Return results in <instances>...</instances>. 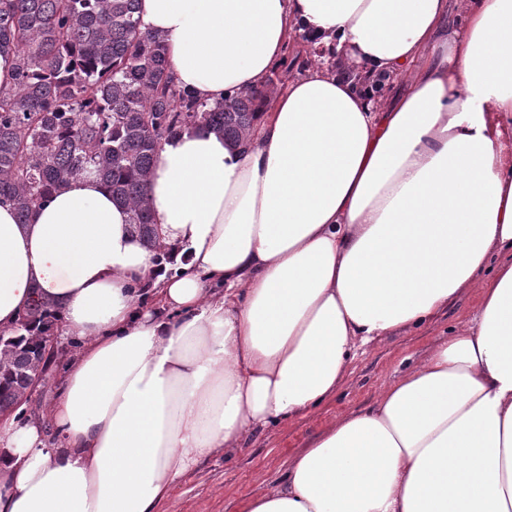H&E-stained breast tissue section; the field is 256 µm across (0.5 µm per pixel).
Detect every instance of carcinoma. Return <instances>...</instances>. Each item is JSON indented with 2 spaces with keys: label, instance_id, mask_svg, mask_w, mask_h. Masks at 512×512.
<instances>
[{
  "label": "carcinoma",
  "instance_id": "1",
  "mask_svg": "<svg viewBox=\"0 0 512 512\" xmlns=\"http://www.w3.org/2000/svg\"><path fill=\"white\" fill-rule=\"evenodd\" d=\"M2 49L14 55L15 79L0 87V205L26 224L56 191L92 175L159 264L166 254L147 200L158 145L188 126L244 142L275 81L300 57L285 56L264 88L207 103L178 85L165 38L144 26L138 0H0ZM312 52L362 88L385 81H370L334 51ZM58 325L54 305L38 296L15 330L0 331V415L19 409L32 374L47 373L45 341Z\"/></svg>",
  "mask_w": 512,
  "mask_h": 512
}]
</instances>
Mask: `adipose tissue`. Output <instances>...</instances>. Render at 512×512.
Wrapping results in <instances>:
<instances>
[{
	"mask_svg": "<svg viewBox=\"0 0 512 512\" xmlns=\"http://www.w3.org/2000/svg\"><path fill=\"white\" fill-rule=\"evenodd\" d=\"M178 83L258 88L310 58L244 148L167 140L160 247L93 177L17 223L0 205V330L34 296L76 349L45 407L0 418V512H157L203 461L316 412L373 344L459 295L476 311L366 408L334 416L238 512H512V0H140ZM312 53L317 54L319 57H328L330 60V67L337 70L340 74L347 76L349 79L354 80L355 84L366 88L370 86L373 90H377V87L382 84L386 80V77H379L370 82V79L366 76H363L357 69L349 67L345 64L342 57L336 55V51H329L322 48H312ZM310 51V52H311Z\"/></svg>",
	"mask_w": 512,
	"mask_h": 512,
	"instance_id": "1",
	"label": "adipose tissue"
}]
</instances>
